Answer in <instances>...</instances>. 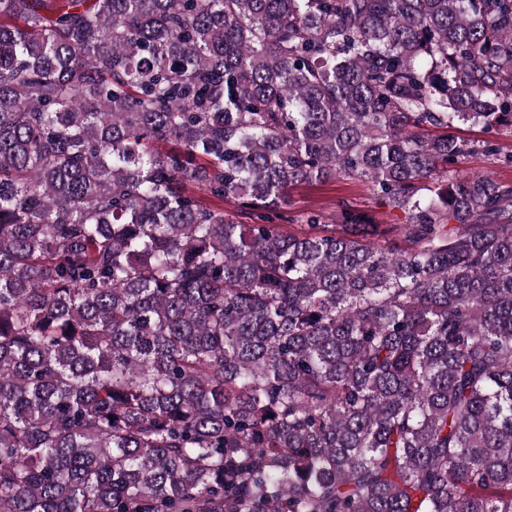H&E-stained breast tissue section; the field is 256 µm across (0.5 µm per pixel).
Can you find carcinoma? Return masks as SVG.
Listing matches in <instances>:
<instances>
[{
    "instance_id": "1",
    "label": "carcinoma",
    "mask_w": 512,
    "mask_h": 512,
    "mask_svg": "<svg viewBox=\"0 0 512 512\" xmlns=\"http://www.w3.org/2000/svg\"><path fill=\"white\" fill-rule=\"evenodd\" d=\"M459 124L512 131V0H0V512H512ZM337 179L403 246L272 223ZM346 202L365 210L372 215L376 224H404L405 214L401 210L391 209L377 202L368 183L358 180H337L322 184L302 185L294 189L283 206L284 219H276L274 224H288L292 231L308 230L302 220L305 213L319 211L325 217L326 224H333L330 218L338 208L339 202ZM289 218L294 219L288 220Z\"/></svg>"
}]
</instances>
